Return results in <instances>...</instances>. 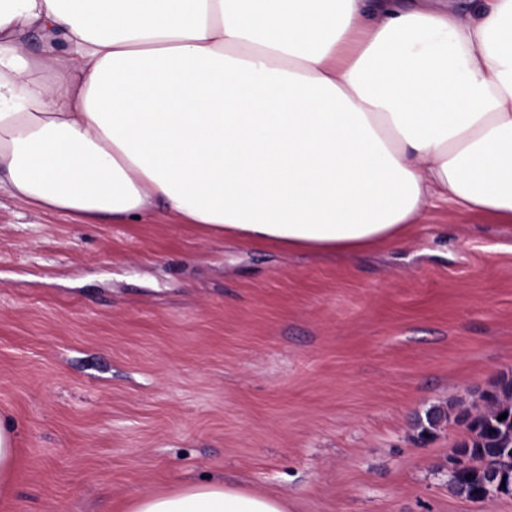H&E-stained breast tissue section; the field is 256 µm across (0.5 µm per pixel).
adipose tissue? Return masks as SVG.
<instances>
[{
  "label": "adipose tissue",
  "mask_w": 512,
  "mask_h": 512,
  "mask_svg": "<svg viewBox=\"0 0 512 512\" xmlns=\"http://www.w3.org/2000/svg\"><path fill=\"white\" fill-rule=\"evenodd\" d=\"M0 189L317 254L436 201L510 224L512 0H0ZM285 510L219 482L128 507Z\"/></svg>",
  "instance_id": "1"
}]
</instances>
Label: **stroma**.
Instances as JSON below:
<instances>
[{
	"instance_id": "obj_1",
	"label": "stroma",
	"mask_w": 512,
	"mask_h": 512,
	"mask_svg": "<svg viewBox=\"0 0 512 512\" xmlns=\"http://www.w3.org/2000/svg\"><path fill=\"white\" fill-rule=\"evenodd\" d=\"M511 374L512 223L441 202L400 247L288 254L0 191V512H126L204 480L288 512H512L448 482L457 415ZM16 430L13 422L0 416V487L7 490L15 469Z\"/></svg>"
}]
</instances>
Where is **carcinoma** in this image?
Here are the masks:
<instances>
[{"label": "carcinoma", "mask_w": 512, "mask_h": 512, "mask_svg": "<svg viewBox=\"0 0 512 512\" xmlns=\"http://www.w3.org/2000/svg\"><path fill=\"white\" fill-rule=\"evenodd\" d=\"M485 407L462 418L467 436L449 463H464L448 482L471 501L512 493V378L502 377L484 396ZM503 420H498L502 414Z\"/></svg>", "instance_id": "carcinoma-1"}]
</instances>
